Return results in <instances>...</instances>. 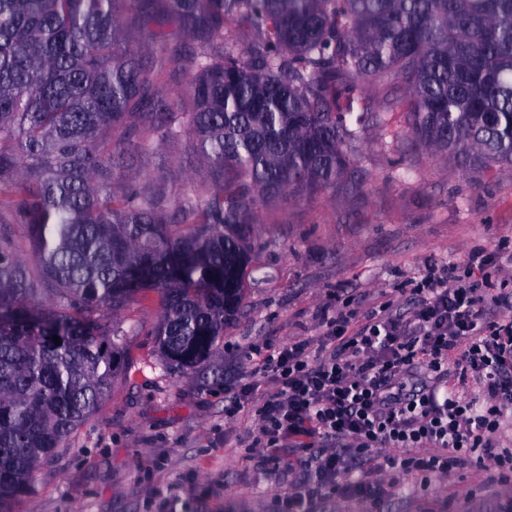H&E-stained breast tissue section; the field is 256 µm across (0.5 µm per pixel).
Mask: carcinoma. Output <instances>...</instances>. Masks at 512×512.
<instances>
[{"label":"carcinoma","mask_w":512,"mask_h":512,"mask_svg":"<svg viewBox=\"0 0 512 512\" xmlns=\"http://www.w3.org/2000/svg\"><path fill=\"white\" fill-rule=\"evenodd\" d=\"M239 19L251 49L224 38ZM129 26L151 41L131 45ZM172 26L195 50L163 95L153 73L183 61ZM396 83L413 142L512 171V0H0V212L27 226L36 265L0 231V512L107 395L106 316L152 291L159 353L208 361L258 205L345 177L353 103ZM188 135L210 188L157 190L130 168Z\"/></svg>","instance_id":"carcinoma-1"}]
</instances>
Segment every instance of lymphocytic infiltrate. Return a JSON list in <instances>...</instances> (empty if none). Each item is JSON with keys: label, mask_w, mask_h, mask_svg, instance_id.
<instances>
[{"label": "lymphocytic infiltrate", "mask_w": 512, "mask_h": 512, "mask_svg": "<svg viewBox=\"0 0 512 512\" xmlns=\"http://www.w3.org/2000/svg\"><path fill=\"white\" fill-rule=\"evenodd\" d=\"M410 293L405 319L386 303L362 316L337 308L320 350L307 339L268 349L260 370L272 390H232L224 414L253 410L268 468L303 475L286 512L326 493L375 503L401 476L427 484L469 464L491 463L512 482V449L497 444L512 411V279L476 251L465 273L428 264ZM416 370L431 384L397 391ZM452 374L476 380L482 400L441 390Z\"/></svg>", "instance_id": "obj_1"}]
</instances>
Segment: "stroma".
Here are the masks:
<instances>
[{
	"label": "stroma",
	"mask_w": 512,
	"mask_h": 512,
	"mask_svg": "<svg viewBox=\"0 0 512 512\" xmlns=\"http://www.w3.org/2000/svg\"><path fill=\"white\" fill-rule=\"evenodd\" d=\"M404 92L400 83L373 86L360 103L371 119L350 151L357 188L343 179L311 197L261 203L244 297L209 363L170 367L152 336L156 293L129 299L115 316L122 357L107 397L9 512H163L170 491L177 512H280L295 476L250 454L253 412L224 415L227 386L266 385L259 348L320 339L340 293L362 314L389 300L394 314L408 315L413 299L401 283L430 262L466 267L477 248L512 275V250L498 248L512 240V172L465 171L413 143L404 113L390 107ZM135 164L165 188L210 182L187 139L175 149L150 145ZM492 475L468 466L428 486L407 476L379 504L328 494L308 512H506L512 484Z\"/></svg>",
	"instance_id": "stroma-1"
}]
</instances>
